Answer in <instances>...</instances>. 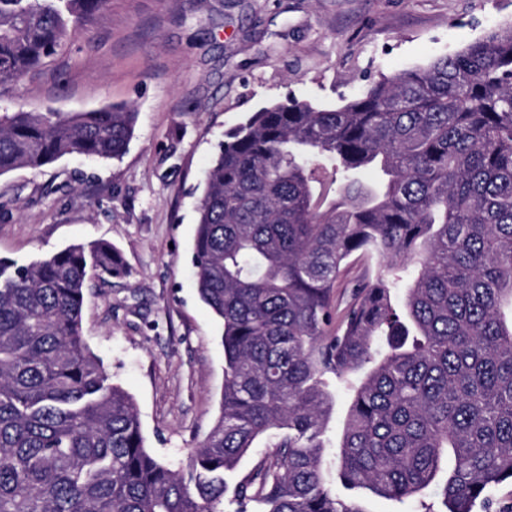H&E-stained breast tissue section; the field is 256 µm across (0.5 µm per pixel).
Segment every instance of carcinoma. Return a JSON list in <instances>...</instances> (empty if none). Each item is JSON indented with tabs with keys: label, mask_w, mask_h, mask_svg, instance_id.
<instances>
[{
	"label": "carcinoma",
	"mask_w": 512,
	"mask_h": 512,
	"mask_svg": "<svg viewBox=\"0 0 512 512\" xmlns=\"http://www.w3.org/2000/svg\"><path fill=\"white\" fill-rule=\"evenodd\" d=\"M105 3L0 0V98ZM137 117L3 112L0 176L119 159ZM368 169L381 179L360 182ZM198 214L224 391L182 470L147 450L132 397L83 340L88 273L126 274L112 244L0 260V512H224L241 459L275 431L231 490L236 512H364L323 468L328 375L350 392L344 487L401 499L436 484L442 512H512L486 497L512 479V26L339 107L261 108L224 133ZM357 253L383 270L346 283Z\"/></svg>",
	"instance_id": "carcinoma-1"
}]
</instances>
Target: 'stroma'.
<instances>
[{
  "label": "stroma",
  "instance_id": "1",
  "mask_svg": "<svg viewBox=\"0 0 512 512\" xmlns=\"http://www.w3.org/2000/svg\"><path fill=\"white\" fill-rule=\"evenodd\" d=\"M509 23L512 0H108L0 105H128L134 136L119 160L70 155L0 176V258L23 265L93 240L117 248L127 273L88 276L83 338L132 396L146 448L187 466L224 388L220 328L198 296L192 241L225 131L291 95L340 106ZM331 390L332 477L350 396Z\"/></svg>",
  "mask_w": 512,
  "mask_h": 512
}]
</instances>
